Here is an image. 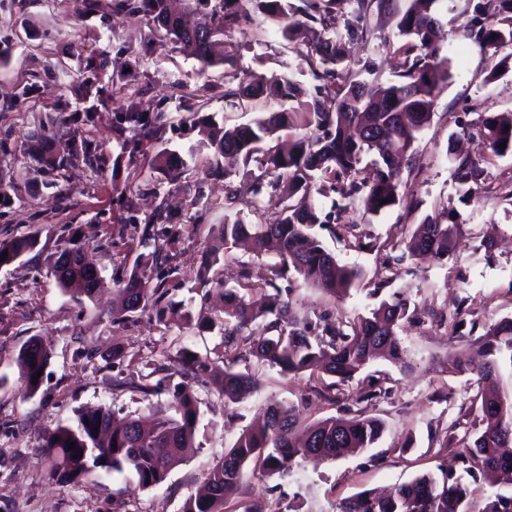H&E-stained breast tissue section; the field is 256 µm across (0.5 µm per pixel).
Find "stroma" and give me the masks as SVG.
Here are the masks:
<instances>
[{"label": "stroma", "instance_id": "1", "mask_svg": "<svg viewBox=\"0 0 512 512\" xmlns=\"http://www.w3.org/2000/svg\"><path fill=\"white\" fill-rule=\"evenodd\" d=\"M486 2L439 4L450 79L414 144V163L401 172L406 202L357 226L376 249H355L328 230L317 232L340 264L362 270L359 286L338 300L300 276L292 278L297 312H325L345 322L378 306L374 284L386 268L396 270L390 288L403 292L415 322L397 330L404 365L380 360L366 369V377L383 379L391 389L389 398L361 405L366 416L383 421L381 438L371 451L304 460L286 472L248 467L228 502L230 512L256 501L265 512H336L341 499L363 490L393 489L443 466L462 474L461 463L443 460L436 450L477 388L467 374L448 367L449 355L463 351L464 342L452 325H436L429 315L458 314L479 325L512 317V156L490 157L466 200L448 159L450 136L462 135L480 115L512 112V70L488 81L497 56L460 34ZM368 27L365 38L348 43V61L361 81H394L405 60L395 20L375 13ZM312 36L306 28L297 41H288L256 11L225 31V65L204 71L188 49L148 22L141 0H0V242L30 234L39 240L29 262L0 268V512H181L225 449L269 403L293 407L307 424L340 416L345 403L360 400L366 378H355L342 401L333 402L323 396L325 379L307 372L286 376L253 360L248 369L258 386L243 399L231 402L192 385L200 408L195 446L159 486L141 489L133 472L100 469L76 483L57 481L37 450L47 428L73 423L80 411L109 406L144 414L169 400L165 393L119 391L115 379L138 377L147 364L167 363L184 349L221 361L222 332L195 322L199 315L224 319L214 302L201 299L205 279L218 276L231 287L245 267L252 283L260 284L275 262L244 246L225 247L221 226L229 217L258 223L279 203L263 194L253 204L225 207V190L246 193L259 170L252 164L211 175L200 120L208 116L230 128L278 108L273 97L247 112L229 106L224 90L237 87L246 72L286 74L314 94L317 81L299 56ZM125 112H162L166 122L150 134L121 130L117 117ZM47 142L53 156L66 158L64 169L42 164ZM191 147L196 157L188 172L172 179L154 169L160 150L184 153ZM161 203L169 219L151 225ZM444 209L458 221L448 259L408 256L405 244L416 225ZM150 225L164 233L171 256L164 300L179 309L161 323L151 311L113 321L119 281L148 253ZM75 237L103 279L100 293L81 304L60 290L49 271L55 253ZM214 253L219 261L211 267L207 260ZM33 336L47 345L51 359L37 393L26 396L17 386L16 361ZM116 350L124 355L117 365ZM374 455L379 463H371Z\"/></svg>", "mask_w": 512, "mask_h": 512}]
</instances>
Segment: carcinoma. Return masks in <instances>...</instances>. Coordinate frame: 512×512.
Listing matches in <instances>:
<instances>
[{
    "label": "carcinoma",
    "mask_w": 512,
    "mask_h": 512,
    "mask_svg": "<svg viewBox=\"0 0 512 512\" xmlns=\"http://www.w3.org/2000/svg\"><path fill=\"white\" fill-rule=\"evenodd\" d=\"M145 2L146 14L154 25L190 47L203 71L224 64V59L213 53L215 41L252 11L271 17L285 36L291 34L301 17L326 29L336 12V0H303L299 7L288 0H221L222 5L212 9L209 20L189 27L172 9L171 0ZM353 2L344 31H336L328 38L317 37L303 54L320 82L312 100H302L305 92L286 74L270 78L250 75L240 80L237 89L227 92L238 99L240 107L252 106L270 89L292 106L269 110L246 125L223 128L212 120L205 125L206 146L212 149L215 173L227 176L230 169L253 161L263 169V175L253 182L254 195L278 191L284 179L292 191L281 212L257 224L238 219L223 225L224 244L249 240L256 253L279 258L271 269L270 281L263 286L249 282L245 273L238 289L213 280L224 298L225 315L236 321L233 327L222 328L224 378L215 386L220 396L231 401L245 397L257 386L251 373L236 369L251 357L280 368L284 375L296 376L316 369L332 378L329 387L339 393L378 358L403 363L396 329L409 320V302L402 292L394 291L383 298L368 316L334 323L319 315L314 322L293 311L290 289L276 285V281L288 279L293 270L310 286L341 299L361 281V271L340 264L311 229L327 226L334 236H344L356 227L355 222L345 220V215L356 207H361L365 216H377L404 201L400 193V159L412 155L414 142L429 125L434 101L448 81V58L442 55L447 32L437 7L441 0H407L402 10L396 7L395 0ZM487 6L497 17L496 23L485 26L476 16L462 26L463 35L496 52L512 47V0H489ZM374 10L394 15L396 37L402 41L398 51L405 56L398 80L378 89L356 80L344 64L345 38L366 36ZM118 120L152 132L164 125L165 114L144 117L127 112ZM293 126L305 127L309 132L296 138L286 151L262 150L267 139ZM475 131L490 154L512 155V112L480 116ZM502 144L506 148H500ZM366 156L372 157L371 165L363 167ZM453 162L454 179L459 192L466 196L484 169L480 159L470 156ZM184 167L176 153L163 150L156 155V168L161 171L179 175ZM333 193L338 198L332 200L331 211L324 215L317 209L314 195L328 197ZM456 229L454 218L445 211L428 217L418 225L407 250L413 255L430 254L442 260L448 257ZM37 245L34 235L0 242V254L8 252L7 259L0 260V267L23 258ZM163 251V245L154 243L153 251L142 260L143 268L124 281L125 305L120 312L112 313L113 321H122L149 305L157 320H164L166 309L160 306L163 289L153 284L146 272L150 263L162 266ZM51 273L62 292L77 302L92 298L101 282L100 271L84 263L83 249L74 242L59 252ZM242 288L259 299H246L240 292ZM259 318L264 321L262 329L244 334V329ZM473 345L480 361L467 371L477 376L478 385L496 381L503 368L512 369V318L485 326ZM49 360V350L34 338L20 349L17 382L24 394L32 396L37 392L42 378L36 373L46 369ZM175 366L176 373L192 381L209 374L210 359L183 350ZM167 371L165 366L154 367L151 374L159 375L156 382L138 384L136 388L146 395L161 393ZM390 393L381 379L368 381L364 394L346 407L351 417L309 423L302 427L300 439L295 437L299 418L294 411L277 402L268 404L263 424L243 430L209 472L204 491L190 496L182 512H224L229 492L240 483L253 461L268 470L283 472L299 459L332 461L366 450L380 438L382 424L365 416L358 404ZM171 396L175 414L158 411L148 424L131 413L120 416L109 407H99L79 413L74 425L59 424L44 431L38 455L47 464L50 477L76 482L95 469L119 474L130 470L142 489L164 483L172 466L195 447L200 419L198 401L187 388L176 387ZM466 417L469 427L464 435L444 437L438 453L447 452L453 442H458L461 448L457 456L463 471L494 492L480 500L461 478L446 472L440 479L422 474L385 496L358 492L341 500L337 512H512V492L495 490L501 484V475L508 476L512 485V453H504V449L512 447V390L478 391ZM71 443L76 448L69 449Z\"/></svg>",
    "instance_id": "carcinoma-1"
}]
</instances>
